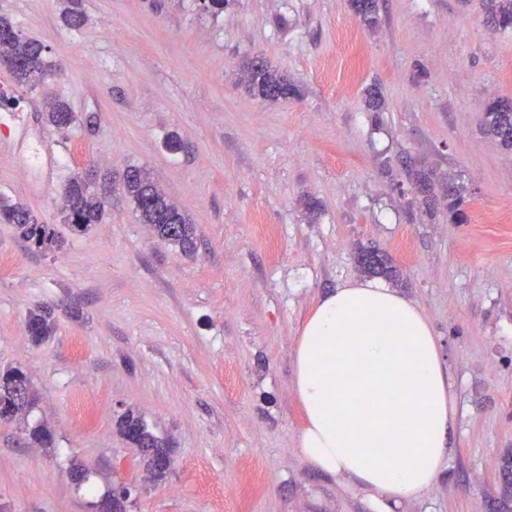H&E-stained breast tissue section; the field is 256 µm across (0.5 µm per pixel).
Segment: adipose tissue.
<instances>
[{
	"label": "adipose tissue",
	"mask_w": 512,
	"mask_h": 512,
	"mask_svg": "<svg viewBox=\"0 0 512 512\" xmlns=\"http://www.w3.org/2000/svg\"><path fill=\"white\" fill-rule=\"evenodd\" d=\"M302 458L366 493L374 512L422 498L450 455L455 411L422 310L379 281L321 297L294 351Z\"/></svg>",
	"instance_id": "obj_1"
}]
</instances>
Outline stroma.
I'll return each instance as SVG.
<instances>
[{"instance_id":"35a3bbf8","label":"stroma","mask_w":512,"mask_h":512,"mask_svg":"<svg viewBox=\"0 0 512 512\" xmlns=\"http://www.w3.org/2000/svg\"><path fill=\"white\" fill-rule=\"evenodd\" d=\"M378 5L369 26L352 0H226L215 17L196 0H80L72 28L62 0H0L55 68L10 103L22 140L0 198L58 224L68 177L138 165L197 227L180 252L117 186L102 223L55 252L0 223V366L27 373L30 420L54 436L41 448L0 422V512H89L117 483L127 512H373L301 457L293 387L303 322L364 279L362 248L396 268L453 383L449 464L401 512H512V151L483 125L485 102L512 101V33L487 26L484 0ZM258 56L297 97L249 91ZM52 98L76 112L69 131L46 122ZM38 306L55 331L37 344ZM129 410L168 440L164 478L114 469L136 454L116 426ZM27 324L32 340L36 343L50 336L54 330L51 311L43 306L28 312Z\"/></svg>"}]
</instances>
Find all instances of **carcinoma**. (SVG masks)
Returning a JSON list of instances; mask_svg holds the SVG:
<instances>
[{"label":"carcinoma","mask_w":512,"mask_h":512,"mask_svg":"<svg viewBox=\"0 0 512 512\" xmlns=\"http://www.w3.org/2000/svg\"><path fill=\"white\" fill-rule=\"evenodd\" d=\"M356 10L367 25L377 22V0H354ZM79 0H67L63 18L67 25L79 27L84 15L78 8ZM488 23L493 29L512 31V0H485ZM8 63L18 85L35 89L54 75L53 64L47 59L43 46L22 36L7 20L0 18V61ZM250 90L264 98L288 99L297 95L296 88L288 80L274 73L269 66L252 62ZM484 126L512 150V103L492 100L484 105ZM46 120L61 131H67L77 121L76 113L56 99L47 101ZM125 194L133 202L139 220L151 227L162 241L187 254L196 248V230L189 217L169 201L150 179L147 171L139 166L126 167L122 175ZM463 188L448 184V217L452 221L464 219ZM105 201L98 192L97 181L75 173L70 176L62 192V217L73 235L85 234L91 225L102 222ZM0 218L15 225L22 235L41 251H55L63 247L65 238L51 224L33 221L31 212L20 204L0 201ZM359 254L370 259L362 269L367 273L381 270L393 274L395 269L383 264L376 249H363ZM32 340L41 342L54 330L51 311L40 306L27 315ZM36 406V397L27 374L12 367L0 371V420L21 421ZM120 434L137 448L142 461L158 478L165 476L171 459L167 441L153 434L145 421L128 411L118 420ZM31 443L42 448L53 444V434L44 425L27 429Z\"/></svg>","instance_id":"1"}]
</instances>
